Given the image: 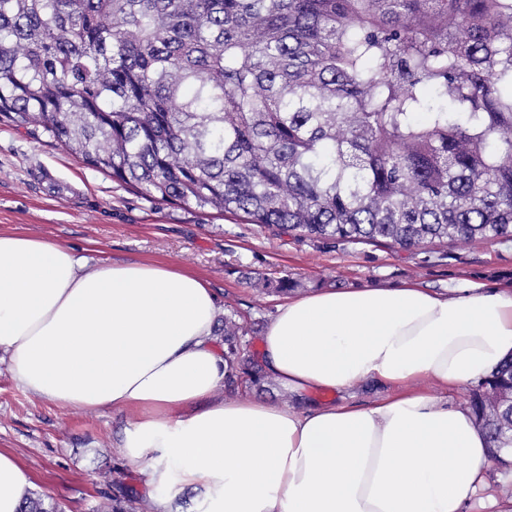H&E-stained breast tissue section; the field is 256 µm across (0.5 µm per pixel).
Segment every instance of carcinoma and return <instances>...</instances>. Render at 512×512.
Returning a JSON list of instances; mask_svg holds the SVG:
<instances>
[{"label": "carcinoma", "instance_id": "carcinoma-1", "mask_svg": "<svg viewBox=\"0 0 512 512\" xmlns=\"http://www.w3.org/2000/svg\"><path fill=\"white\" fill-rule=\"evenodd\" d=\"M0 123L300 239L511 240L512 0H0ZM242 332L224 317L231 392L263 376L235 371ZM482 387L509 469L512 359Z\"/></svg>", "mask_w": 512, "mask_h": 512}]
</instances>
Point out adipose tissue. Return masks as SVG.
Instances as JSON below:
<instances>
[{
  "instance_id": "obj_1",
  "label": "adipose tissue",
  "mask_w": 512,
  "mask_h": 512,
  "mask_svg": "<svg viewBox=\"0 0 512 512\" xmlns=\"http://www.w3.org/2000/svg\"><path fill=\"white\" fill-rule=\"evenodd\" d=\"M210 284L166 263L79 255L0 231V360L62 409L127 412L118 448L153 512L199 491L205 512H512L489 473L491 442L462 389L512 359V290L478 284L318 290L288 299L259 364L274 405L220 392L228 373ZM372 380L368 405L306 404ZM33 489L0 448V512ZM242 393L255 395L274 405L288 403V395L281 391L275 382L267 376L264 377L260 384L255 385Z\"/></svg>"
}]
</instances>
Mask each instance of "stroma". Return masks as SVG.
I'll use <instances>...</instances> for the list:
<instances>
[{
  "label": "stroma",
  "instance_id": "stroma-1",
  "mask_svg": "<svg viewBox=\"0 0 512 512\" xmlns=\"http://www.w3.org/2000/svg\"><path fill=\"white\" fill-rule=\"evenodd\" d=\"M0 229L43 236L115 261L176 265L215 289L226 315L248 332L242 358L259 340L286 294L249 287L248 277L297 278V295L326 288H402L447 292L469 283L512 289V240L402 250L307 238L246 223L193 205L154 202L85 165L52 139L0 125ZM124 413L62 410L24 392L0 362V448L27 467L33 492L67 512H152L142 474L117 452Z\"/></svg>",
  "mask_w": 512,
  "mask_h": 512
}]
</instances>
